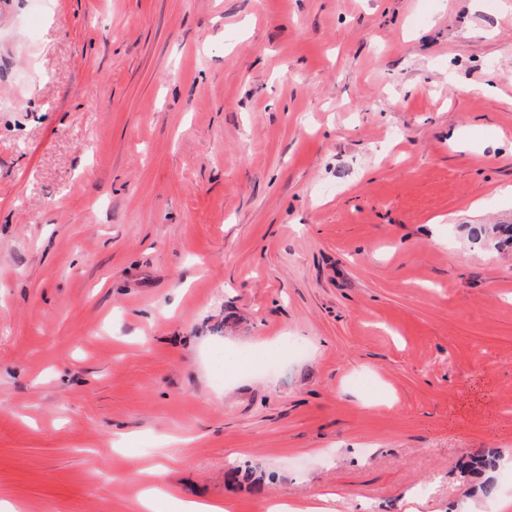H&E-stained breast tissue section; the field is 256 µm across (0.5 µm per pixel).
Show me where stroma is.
Here are the masks:
<instances>
[{
	"label": "stroma",
	"instance_id": "obj_1",
	"mask_svg": "<svg viewBox=\"0 0 512 512\" xmlns=\"http://www.w3.org/2000/svg\"><path fill=\"white\" fill-rule=\"evenodd\" d=\"M500 224L512 0H0V503L134 512L185 436L159 484L230 512H484Z\"/></svg>",
	"mask_w": 512,
	"mask_h": 512
}]
</instances>
